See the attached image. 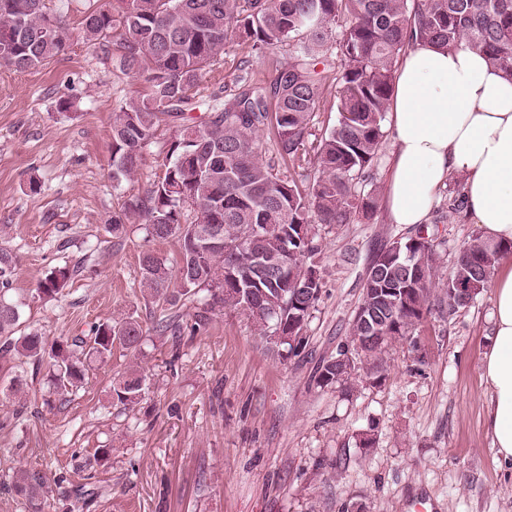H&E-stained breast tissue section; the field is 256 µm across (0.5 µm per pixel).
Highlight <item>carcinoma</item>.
Instances as JSON below:
<instances>
[{"label": "carcinoma", "mask_w": 512, "mask_h": 512, "mask_svg": "<svg viewBox=\"0 0 512 512\" xmlns=\"http://www.w3.org/2000/svg\"><path fill=\"white\" fill-rule=\"evenodd\" d=\"M118 13L102 6L85 12L87 41L114 49L119 66L146 84V93L120 107L112 122V174L128 179L140 169L142 150L160 123L172 129L165 145L164 173L145 196L126 202L124 217L144 215L154 240L178 239L176 268L151 252L140 260L141 283L164 307H176L200 291L208 299L187 327L163 319L157 328L188 329L194 335L215 309L246 317L267 343L298 351L288 338L303 335L321 296L322 282L304 287L317 273L305 263L319 251L315 225L370 219L378 193L364 191L378 162L383 122L400 56L415 45L482 52L512 75V0H116ZM238 39L261 56L283 45L288 62L267 78L253 74L244 60L224 98L207 103L199 123L191 91L219 60L227 42ZM69 31L46 10L45 0H0V63L16 70L38 69L65 51ZM337 65L339 118L316 144H308L310 124L323 100L325 70ZM274 133L277 153L292 167L319 173L308 192L292 176L281 175L259 152V134ZM512 254V242L479 236L457 252L448 276L435 238L417 233L379 252L368 267L362 297L349 324L348 345L361 336H380L359 351L366 375L384 368L385 348L411 335L428 314L445 318L474 298L452 296L459 284L489 286L499 262ZM282 260L277 276L256 262ZM13 253L0 247V286L12 283ZM70 269L51 271L35 291L52 298L67 287ZM21 311L0 299V358L35 364L49 356L51 382L64 395L84 379L88 361L104 360L114 345L134 353L143 329L131 318L94 327L77 355L69 341L48 342L20 333ZM349 362L323 361L317 383H354ZM144 377L131 366L113 384V399L137 403ZM45 477L36 468L20 477L19 492L31 512H42Z\"/></svg>", "instance_id": "carcinoma-1"}]
</instances>
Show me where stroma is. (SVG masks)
Segmentation results:
<instances>
[{
  "mask_svg": "<svg viewBox=\"0 0 512 512\" xmlns=\"http://www.w3.org/2000/svg\"><path fill=\"white\" fill-rule=\"evenodd\" d=\"M105 2L49 0L68 25L67 51L34 70L0 66V245L18 258L8 297L26 331L86 340L94 325L133 318L143 328L147 386L132 407L113 402L112 382L129 365L119 348L63 403L47 399L46 366L18 364L27 393L0 403V512H28L15 483L33 464L46 477L45 512H348L356 503L416 512L421 500L428 512H512V462L500 459L486 426L491 291L391 344L380 379L317 383L318 363L347 341L374 255L411 234L385 208L319 226L312 262L322 294L299 355L272 349L225 310L194 335L157 331L162 318L191 321L196 303L160 308L141 284L139 259L150 250L175 265L178 242L148 238L139 216L126 219L121 237L108 227L163 174L171 131L159 127L134 179L113 180V114L143 83L83 38L85 11ZM248 58L265 74L288 50L256 58L231 40L195 90V116ZM459 186L455 178L441 189L426 224L449 264L480 232L466 214L448 213ZM59 267L73 272L67 287L39 297L38 281ZM365 434L371 447L359 445ZM99 448L110 451L100 464Z\"/></svg>",
  "mask_w": 512,
  "mask_h": 512,
  "instance_id": "obj_1",
  "label": "stroma"
}]
</instances>
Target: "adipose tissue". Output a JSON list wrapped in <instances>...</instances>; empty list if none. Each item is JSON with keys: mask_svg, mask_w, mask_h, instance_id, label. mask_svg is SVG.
I'll return each mask as SVG.
<instances>
[{"mask_svg": "<svg viewBox=\"0 0 512 512\" xmlns=\"http://www.w3.org/2000/svg\"><path fill=\"white\" fill-rule=\"evenodd\" d=\"M395 147L385 202L393 223H426L441 187L463 181L484 238L512 241V75L476 50H408L389 106ZM494 342L482 378L494 448L512 460V260L492 283Z\"/></svg>", "mask_w": 512, "mask_h": 512, "instance_id": "ef3b65f1", "label": "adipose tissue"}]
</instances>
